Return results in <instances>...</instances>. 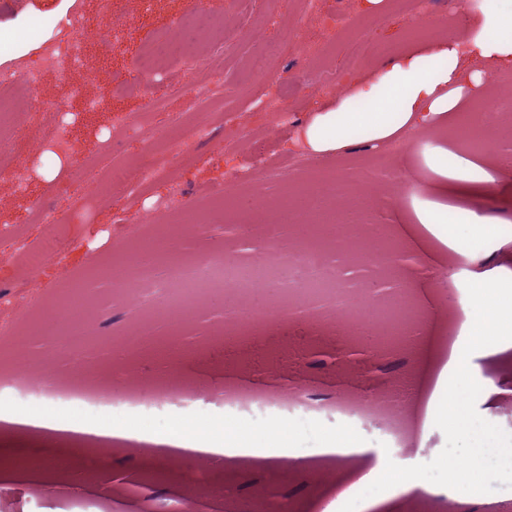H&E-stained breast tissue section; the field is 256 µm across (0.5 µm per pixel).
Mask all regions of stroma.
Returning <instances> with one entry per match:
<instances>
[{
  "label": "stroma",
  "instance_id": "stroma-1",
  "mask_svg": "<svg viewBox=\"0 0 512 512\" xmlns=\"http://www.w3.org/2000/svg\"><path fill=\"white\" fill-rule=\"evenodd\" d=\"M362 0H0V22L12 23L24 45L0 40V67L14 66L36 55L42 42L61 35L60 19L76 12L97 18L85 33V64L67 78L44 71L34 94L17 93L12 121L0 134L12 138L25 161L27 187L15 192L0 178V303L26 304L30 310L15 335L0 338V370L22 374L36 365L55 382L75 387H101L117 393L146 383V396L159 386L181 380L201 400L135 417L150 430L147 447L136 457L113 447L107 460L95 455V444L57 430L52 420L106 422L121 428L125 416L81 407H62L45 397L0 391V512H170L174 505L195 512H247L278 503L289 490L288 512H336L340 490L356 486L386 460L402 466L428 462L445 446L434 423L405 431V449L383 450L380 430L339 425L325 416L294 417L278 424L224 413V391L248 376L270 379L303 377L315 396L380 397L402 381H415L422 369L421 346L428 329L436 331L438 361L453 347L464 346L470 331L467 282L512 277V236L480 242L460 255L437 239L417 249L395 236L365 237V255L351 260L324 236L325 225L309 223L305 211L314 191H322L336 221L387 227L417 223L418 212L434 196L438 174L431 158L445 150L478 165L493 163L496 184L484 197L456 199V206L497 222L512 223V71L490 73L480 96L462 100L438 129L416 128L415 139L402 152L390 144H358L324 156L305 155L296 164L294 141L319 109L333 105L353 83L373 76L382 56L347 66L356 41L386 47L388 53L416 48L437 34L465 39L480 17L481 4L461 10L454 0H433L430 28L416 29L410 12L395 0H383L378 13L364 12ZM354 23L335 38L323 24L336 9ZM202 10L224 25V41L200 34L193 55L166 70L141 75L134 66L157 39L177 37V20ZM213 81L215 98L224 102L208 138L190 141L182 130L191 113L207 103L195 89ZM135 82L139 93L124 94ZM98 99L93 112L83 111L76 88ZM161 105H154L156 93ZM278 99L288 115L280 126L263 104ZM489 104L503 111L488 128L493 153L471 150L462 131L467 117ZM68 123L76 146L69 157L46 146L43 132L50 120ZM266 134L270 152L246 182L229 185L235 151H245L247 138ZM164 136V172L135 194L115 188L111 197L90 188L108 163L129 164ZM53 178H45V171ZM230 190L226 203L215 192ZM288 196L287 213L268 209V200ZM55 212L59 225L33 221L36 210ZM192 212L199 224L169 222L172 211ZM279 226L293 251L321 246L325 263L342 286V300L376 309L404 305L405 326L413 340L385 351L368 338L353 340L330 324L310 316L305 304L288 316L273 319L238 341L224 335V294L208 290L193 304L189 319L171 324L161 308L169 295L168 265L223 259L257 265L271 248L265 234ZM64 243L55 262L34 271L39 288L29 292L12 260L19 251L48 243L54 233ZM409 255L406 263H384L390 250ZM141 264L150 279L146 287L125 291L122 276ZM396 279L402 289L379 291ZM68 305L78 323L56 318ZM469 368L479 383H492L496 393L477 399L486 421L512 433V340L474 352ZM47 413L40 430H27L34 410ZM204 421L217 433L232 432L270 445L286 442L299 458L212 457L205 468L177 458L166 448L170 433ZM349 444L358 450L354 463L323 454L326 444Z\"/></svg>",
  "mask_w": 512,
  "mask_h": 512
}]
</instances>
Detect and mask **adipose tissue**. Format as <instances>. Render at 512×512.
Returning <instances> with one entry per match:
<instances>
[{
    "label": "adipose tissue",
    "instance_id": "adipose-tissue-1",
    "mask_svg": "<svg viewBox=\"0 0 512 512\" xmlns=\"http://www.w3.org/2000/svg\"><path fill=\"white\" fill-rule=\"evenodd\" d=\"M512 71V0H484L481 20L466 41L439 37L425 49H409L387 59L381 70L330 108L316 112L302 136L316 154L356 143H384L410 126L431 128L460 101L480 91L487 70ZM443 180L438 199L418 215V224H397L393 233L416 240L418 229L458 254L475 238L499 236L503 224L474 211L448 205V195H482L494 183L493 167L462 162L445 151L434 158Z\"/></svg>",
    "mask_w": 512,
    "mask_h": 512
}]
</instances>
